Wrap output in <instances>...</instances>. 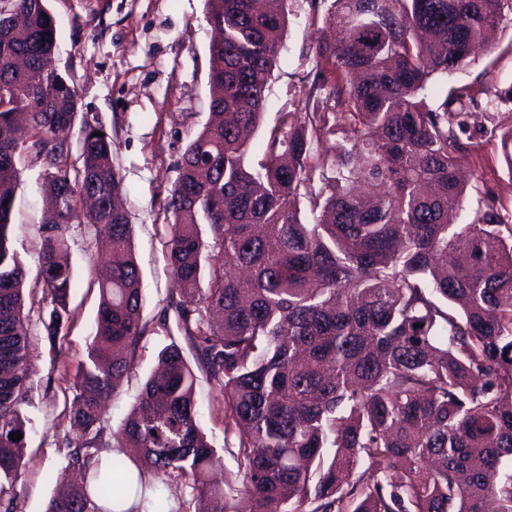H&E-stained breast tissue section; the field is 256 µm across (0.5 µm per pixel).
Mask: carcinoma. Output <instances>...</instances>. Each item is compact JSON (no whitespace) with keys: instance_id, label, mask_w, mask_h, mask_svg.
<instances>
[{"instance_id":"cac0c4a2","label":"carcinoma","mask_w":512,"mask_h":512,"mask_svg":"<svg viewBox=\"0 0 512 512\" xmlns=\"http://www.w3.org/2000/svg\"><path fill=\"white\" fill-rule=\"evenodd\" d=\"M46 2L0 0V512H15L27 454V271L10 234L28 148L52 195L38 279L54 347L71 319L67 231L112 225L96 331L67 388L82 481L45 512H113L132 489L127 512H172L171 479L192 488L194 512H512V224L488 203L451 223L475 93L431 89L471 63L512 0H321L338 37L315 48L314 89L334 105L281 113L255 165L245 134L264 114L288 0H206L222 31L210 119L177 163L166 254L195 364L165 347L116 430L102 401L144 334L142 276L126 211L84 205L91 187L107 197L122 183L96 118H82L70 161L79 98L55 65ZM196 369L224 398L232 480L199 425ZM126 446L135 475L109 457Z\"/></svg>"}]
</instances>
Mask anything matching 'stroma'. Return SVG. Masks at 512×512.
I'll use <instances>...</instances> for the list:
<instances>
[{
	"label": "stroma",
	"mask_w": 512,
	"mask_h": 512,
	"mask_svg": "<svg viewBox=\"0 0 512 512\" xmlns=\"http://www.w3.org/2000/svg\"><path fill=\"white\" fill-rule=\"evenodd\" d=\"M56 20L55 64L78 91L82 114L99 118L112 138L113 164L122 179V201L134 226L133 250L142 273L146 333L135 351V363L122 379L104 412L111 428L129 413L158 354L170 342L187 347L179 331L157 326L154 317L180 294L166 260L170 235L167 199L177 177V163L186 145L209 118L208 75L211 29L206 0H47ZM334 32L323 24L310 0H289L287 25L273 73L261 126L250 144V158L259 161L263 139L280 113L306 107L314 66L313 51ZM493 67L484 79L485 67ZM449 84L479 88L470 108L469 150L460 160L465 192L458 223L474 209L494 200L501 214H512V171L508 170L500 135L512 129V104L495 102L486 84L512 83V20L499 26L489 51L479 54ZM19 181L11 217V240L28 275L25 312L30 344V419L27 463L15 479L16 512H44L59 487L74 476L67 450L56 443L68 431L64 390L68 377L86 355L99 305L98 282L106 272L98 257V230L82 224L68 232L74 269L68 335L62 347L51 348L44 328L49 305L37 284L41 230L46 202L43 165L33 151L18 162ZM199 422L220 456L226 474L236 463L230 453L235 438L224 426V402L217 387L198 375Z\"/></svg>",
	"instance_id": "35a3bbf8"
}]
</instances>
